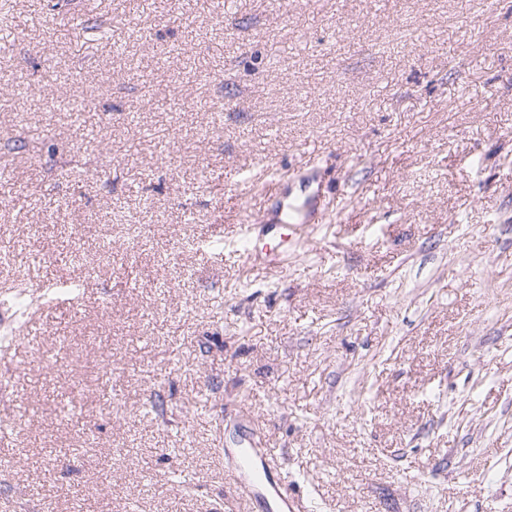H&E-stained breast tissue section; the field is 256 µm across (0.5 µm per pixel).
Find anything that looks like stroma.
Wrapping results in <instances>:
<instances>
[{"label":"stroma","mask_w":512,"mask_h":512,"mask_svg":"<svg viewBox=\"0 0 512 512\" xmlns=\"http://www.w3.org/2000/svg\"><path fill=\"white\" fill-rule=\"evenodd\" d=\"M72 2L0 0V283L92 278L0 348V512H238L242 421L309 512H512V0ZM245 214L249 243L252 241V232L257 225H263V227H267V229H270L271 231L283 229L288 226V204L285 203L279 205L276 210H270L267 208L257 216H254L250 208L246 206Z\"/></svg>","instance_id":"obj_1"}]
</instances>
